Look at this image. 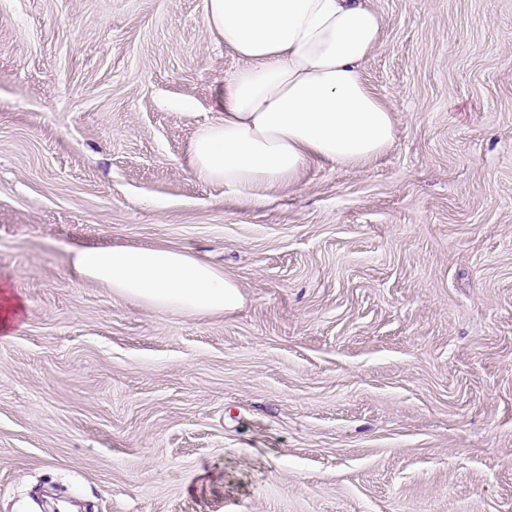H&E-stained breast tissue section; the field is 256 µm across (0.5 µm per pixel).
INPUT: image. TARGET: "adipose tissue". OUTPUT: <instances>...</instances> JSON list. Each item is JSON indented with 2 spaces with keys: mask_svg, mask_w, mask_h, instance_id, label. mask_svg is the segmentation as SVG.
<instances>
[{
  "mask_svg": "<svg viewBox=\"0 0 512 512\" xmlns=\"http://www.w3.org/2000/svg\"><path fill=\"white\" fill-rule=\"evenodd\" d=\"M204 24L241 66L189 143L197 179L259 204L311 161L355 166L393 143L394 113L362 75L383 27L369 0H206ZM73 268L157 310L205 315L241 303L232 278L183 250L82 249Z\"/></svg>",
  "mask_w": 512,
  "mask_h": 512,
  "instance_id": "adipose-tissue-1",
  "label": "adipose tissue"
}]
</instances>
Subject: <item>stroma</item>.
<instances>
[{
  "label": "stroma",
  "mask_w": 512,
  "mask_h": 512,
  "mask_svg": "<svg viewBox=\"0 0 512 512\" xmlns=\"http://www.w3.org/2000/svg\"><path fill=\"white\" fill-rule=\"evenodd\" d=\"M370 4L392 146L256 205L184 166L205 0H0V512H512V0ZM112 246L242 302L74 279ZM82 280L157 310L191 315L224 313L241 303L238 284L207 262L177 249L112 247L74 253ZM2 303L0 305V333L3 336H9V331L13 328L18 317L20 304L13 302V297L7 295V288L1 289Z\"/></svg>",
  "instance_id": "35a3bbf8"
}]
</instances>
